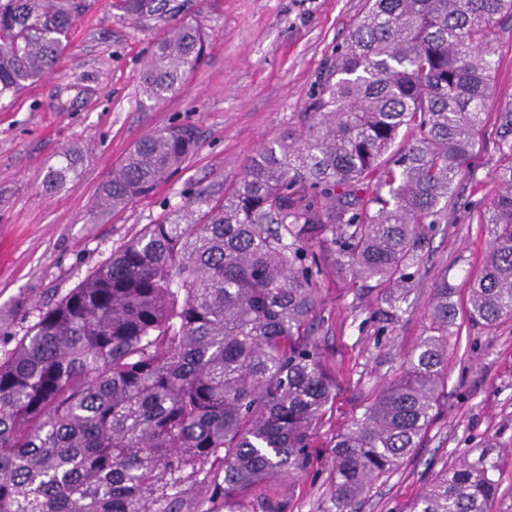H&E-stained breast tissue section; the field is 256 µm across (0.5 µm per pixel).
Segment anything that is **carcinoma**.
Returning a JSON list of instances; mask_svg holds the SVG:
<instances>
[{"instance_id": "cac0c4a2", "label": "carcinoma", "mask_w": 512, "mask_h": 512, "mask_svg": "<svg viewBox=\"0 0 512 512\" xmlns=\"http://www.w3.org/2000/svg\"><path fill=\"white\" fill-rule=\"evenodd\" d=\"M194 0H112L165 36L147 59V100L177 93L205 51ZM77 0H0V100L56 66ZM512 0H366L319 80L305 124L250 155L217 193L166 212L53 305L0 358V512H256L263 481L308 463L333 401L314 327L328 269L388 286L398 318L429 233L448 217L475 128L494 96L493 25ZM413 143L395 148L401 132ZM490 234L469 282V320L512 318V110L495 124ZM187 126L146 134L103 185L104 213L151 194L196 151ZM70 153L45 183L65 181ZM435 279L428 335L403 375L336 437V512H357L432 421L458 307ZM486 457L440 472L410 512H499Z\"/></svg>"}]
</instances>
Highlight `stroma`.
I'll list each match as a JSON object with an SVG mask.
<instances>
[{
    "instance_id": "1",
    "label": "stroma",
    "mask_w": 512,
    "mask_h": 512,
    "mask_svg": "<svg viewBox=\"0 0 512 512\" xmlns=\"http://www.w3.org/2000/svg\"><path fill=\"white\" fill-rule=\"evenodd\" d=\"M82 7L56 72L0 102V357L64 296L165 211L200 191L236 179L250 154L288 129H301L319 77L365 10V0H198L206 55L181 89L162 103L141 92L146 59L160 32L135 25L109 0ZM496 95L475 135L476 156L460 193L489 201L500 163L492 130L512 109V18L492 34ZM192 127L196 152L152 195L95 216L102 181L150 131ZM75 172L43 185L62 152ZM452 208L424 251L412 305L387 328L374 317L382 289L360 294L336 278L321 284L317 331L336 397L317 423L306 469L259 484L255 498L280 512H335L333 444L383 385L400 377L406 355L426 335L427 302L439 272L464 287L477 274L488 232ZM448 339L439 413L412 455L375 481L360 512H408L443 469L479 456L496 461L499 497L512 505V319L487 330L460 319Z\"/></svg>"
}]
</instances>
